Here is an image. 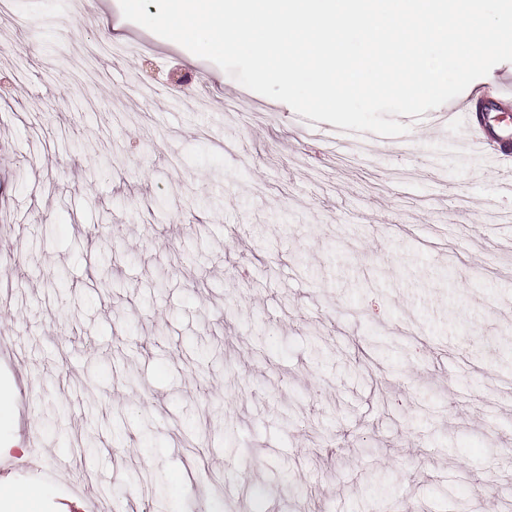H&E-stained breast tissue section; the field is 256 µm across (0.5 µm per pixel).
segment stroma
Here are the masks:
<instances>
[{"instance_id": "obj_1", "label": "stroma", "mask_w": 512, "mask_h": 512, "mask_svg": "<svg viewBox=\"0 0 512 512\" xmlns=\"http://www.w3.org/2000/svg\"><path fill=\"white\" fill-rule=\"evenodd\" d=\"M0 76V459L43 443L0 490L507 512L512 196L455 133L329 150L119 0H8ZM147 472L164 500L129 495Z\"/></svg>"}]
</instances>
